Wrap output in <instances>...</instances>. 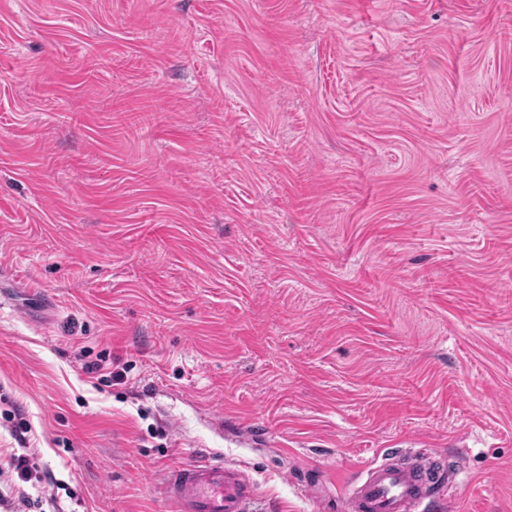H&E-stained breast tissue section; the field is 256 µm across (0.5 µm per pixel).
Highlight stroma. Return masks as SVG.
<instances>
[{
    "mask_svg": "<svg viewBox=\"0 0 512 512\" xmlns=\"http://www.w3.org/2000/svg\"><path fill=\"white\" fill-rule=\"evenodd\" d=\"M9 401L42 512L200 458L341 512L422 449L425 512H512V0H0Z\"/></svg>",
    "mask_w": 512,
    "mask_h": 512,
    "instance_id": "1",
    "label": "stroma"
}]
</instances>
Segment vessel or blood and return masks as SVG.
I'll return each instance as SVG.
<instances>
[{
  "instance_id": "1",
  "label": "vessel or blood",
  "mask_w": 512,
  "mask_h": 512,
  "mask_svg": "<svg viewBox=\"0 0 512 512\" xmlns=\"http://www.w3.org/2000/svg\"><path fill=\"white\" fill-rule=\"evenodd\" d=\"M446 482L437 459L373 462L345 494V512H420ZM167 493L180 512H250L256 499L249 476L232 465L194 462L172 471Z\"/></svg>"
}]
</instances>
